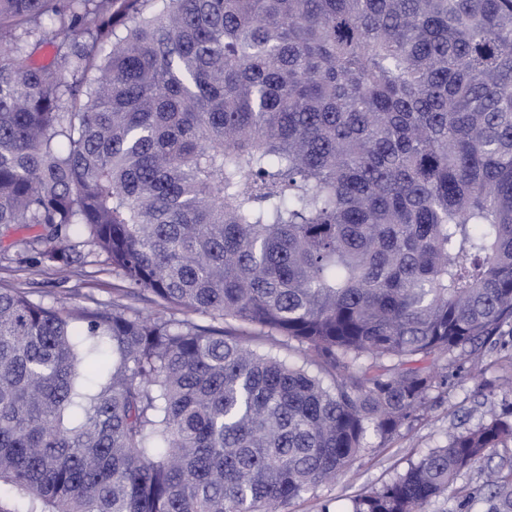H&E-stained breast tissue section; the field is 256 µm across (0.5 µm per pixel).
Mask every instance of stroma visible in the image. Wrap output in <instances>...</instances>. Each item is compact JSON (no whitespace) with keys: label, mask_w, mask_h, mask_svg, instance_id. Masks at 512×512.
<instances>
[{"label":"stroma","mask_w":512,"mask_h":512,"mask_svg":"<svg viewBox=\"0 0 512 512\" xmlns=\"http://www.w3.org/2000/svg\"><path fill=\"white\" fill-rule=\"evenodd\" d=\"M24 228H0V285L26 292L31 298L57 297L70 303H109L119 298L124 283L104 255L88 251L86 262L65 275L18 263L7 246L27 236ZM512 406V336L497 337L478 362L449 370L448 388L438 394L421 418L402 426L392 437L371 438L368 448L345 474L282 507L281 512H321L327 502L348 503L365 491L381 487L405 471L430 448L444 444L449 428L465 430L487 419L489 407ZM482 473L458 477L448 497L433 501L429 512H485Z\"/></svg>","instance_id":"obj_1"}]
</instances>
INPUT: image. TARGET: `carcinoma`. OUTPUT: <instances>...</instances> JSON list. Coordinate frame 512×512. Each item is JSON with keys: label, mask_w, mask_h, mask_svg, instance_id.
<instances>
[{"label": "carcinoma", "mask_w": 512, "mask_h": 512, "mask_svg": "<svg viewBox=\"0 0 512 512\" xmlns=\"http://www.w3.org/2000/svg\"><path fill=\"white\" fill-rule=\"evenodd\" d=\"M12 225L157 311L0 287V512H273L512 327V0H0ZM507 442L492 411L350 512Z\"/></svg>", "instance_id": "cac0c4a2"}]
</instances>
